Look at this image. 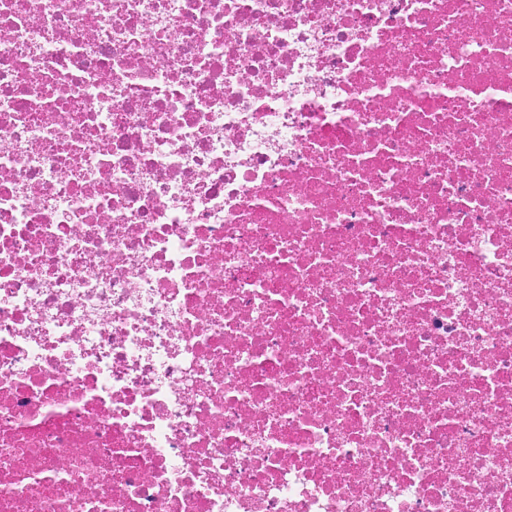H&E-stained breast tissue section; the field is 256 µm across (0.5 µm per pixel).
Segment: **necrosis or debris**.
I'll use <instances>...</instances> for the list:
<instances>
[{
    "instance_id": "necrosis-or-debris-1",
    "label": "necrosis or debris",
    "mask_w": 512,
    "mask_h": 512,
    "mask_svg": "<svg viewBox=\"0 0 512 512\" xmlns=\"http://www.w3.org/2000/svg\"><path fill=\"white\" fill-rule=\"evenodd\" d=\"M0 512H512V0H0Z\"/></svg>"
}]
</instances>
